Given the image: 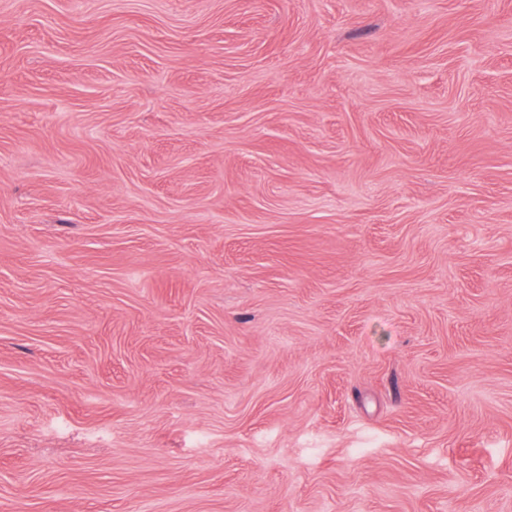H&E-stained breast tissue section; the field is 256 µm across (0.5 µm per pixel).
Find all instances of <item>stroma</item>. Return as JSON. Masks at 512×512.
Segmentation results:
<instances>
[{
  "instance_id": "35a3bbf8",
  "label": "stroma",
  "mask_w": 512,
  "mask_h": 512,
  "mask_svg": "<svg viewBox=\"0 0 512 512\" xmlns=\"http://www.w3.org/2000/svg\"><path fill=\"white\" fill-rule=\"evenodd\" d=\"M0 512H512V0H0Z\"/></svg>"
}]
</instances>
